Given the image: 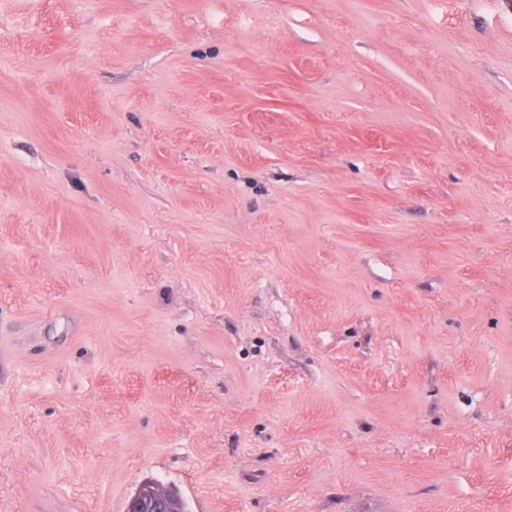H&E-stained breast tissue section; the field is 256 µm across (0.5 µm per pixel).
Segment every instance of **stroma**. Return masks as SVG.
<instances>
[{
	"instance_id": "obj_1",
	"label": "stroma",
	"mask_w": 512,
	"mask_h": 512,
	"mask_svg": "<svg viewBox=\"0 0 512 512\" xmlns=\"http://www.w3.org/2000/svg\"><path fill=\"white\" fill-rule=\"evenodd\" d=\"M512 512V0H0V512ZM176 496L167 488L155 484L139 491L128 501L126 512H179Z\"/></svg>"
}]
</instances>
